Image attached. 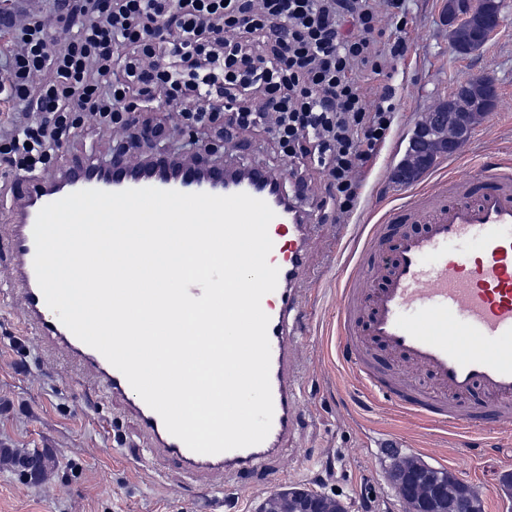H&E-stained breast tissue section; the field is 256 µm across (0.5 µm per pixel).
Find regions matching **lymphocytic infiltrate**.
Returning a JSON list of instances; mask_svg holds the SVG:
<instances>
[{
    "mask_svg": "<svg viewBox=\"0 0 512 512\" xmlns=\"http://www.w3.org/2000/svg\"><path fill=\"white\" fill-rule=\"evenodd\" d=\"M399 0H48L61 27L0 10V167L38 175L82 134L119 132L128 150L168 136L174 109L196 153L212 136L268 135L295 184L309 167L336 217L359 197L357 174L385 142L392 95L370 102L407 51L384 36Z\"/></svg>",
    "mask_w": 512,
    "mask_h": 512,
    "instance_id": "lymphocytic-infiltrate-1",
    "label": "lymphocytic infiltrate"
}]
</instances>
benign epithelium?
Here are the masks:
<instances>
[{"label":"benign epithelium","mask_w":512,"mask_h":512,"mask_svg":"<svg viewBox=\"0 0 512 512\" xmlns=\"http://www.w3.org/2000/svg\"><path fill=\"white\" fill-rule=\"evenodd\" d=\"M445 21L452 48L467 56L487 42L500 26L501 17L495 0H445ZM497 97V89L489 81H467L418 120L403 158L393 171V180L402 185L415 182L439 156L455 153L467 142L475 126L483 120ZM388 479L405 501L410 512H452L454 491L462 488L471 512H482V498L470 485L453 473L442 474L426 463L406 466L397 461ZM298 504V512H347L339 504L333 506L321 492L292 486L283 493L267 497L259 512H270L282 496Z\"/></svg>","instance_id":"benign-epithelium-1"}]
</instances>
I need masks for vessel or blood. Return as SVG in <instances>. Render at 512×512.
I'll list each match as a JSON object with an SVG mask.
<instances>
[{
	"label": "vessel or blood",
	"instance_id": "vessel-or-blood-1",
	"mask_svg": "<svg viewBox=\"0 0 512 512\" xmlns=\"http://www.w3.org/2000/svg\"><path fill=\"white\" fill-rule=\"evenodd\" d=\"M145 168L118 156L107 163L64 160L40 176L18 175L8 208L0 211V286L20 310L25 340L59 358L65 374L94 383L133 421L141 439L133 458L175 465L207 503L224 512L226 481L257 473L279 480L295 467L290 451L299 421L305 378L304 337L311 323L303 306L310 276L314 208L283 191V174L206 154L177 167ZM154 187L227 196L245 193L274 211L268 261L279 270L275 291L261 301L269 316L270 385L274 414L260 444L207 455L171 435L161 417L124 375L80 341L46 304L33 268V226L40 209L83 189L118 192ZM418 221L423 231H404ZM336 351L374 395L407 417L452 431L512 434V163L472 168L461 178L437 179L410 194L383 223L371 225L355 264L337 290ZM397 365L381 371L374 350ZM422 371L433 387L415 386L408 369Z\"/></svg>",
	"mask_w": 512,
	"mask_h": 512
}]
</instances>
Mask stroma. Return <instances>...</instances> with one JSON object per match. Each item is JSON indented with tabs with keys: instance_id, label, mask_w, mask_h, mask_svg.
Listing matches in <instances>:
<instances>
[{
	"instance_id": "1",
	"label": "stroma",
	"mask_w": 512,
	"mask_h": 512,
	"mask_svg": "<svg viewBox=\"0 0 512 512\" xmlns=\"http://www.w3.org/2000/svg\"><path fill=\"white\" fill-rule=\"evenodd\" d=\"M503 21L478 51L459 57L448 41L444 0H402L382 12L378 25L401 32L410 45L391 81L398 103L392 132L361 171L360 204L348 223L325 211L311 242L318 272L308 283L312 316L301 420L293 445L299 461L287 478L260 485L235 504L256 512L267 496L290 486L336 495L349 512H406L387 473L393 455L415 456L452 471L481 496L484 512H512L502 478L512 473V437L469 436L430 428L403 416L365 386L336 354V290L341 265L354 264L367 227L380 223L406 195L441 176H461L480 162L512 158V0H502ZM491 77L498 90L491 112L458 152L444 157L413 185L391 181L409 134L422 113L461 82ZM217 154L287 170L267 138L243 134L213 143ZM20 312L0 301V448L47 456L48 481L12 462L0 463V512H199L201 494L177 470L165 473L113 453L114 444L137 438L135 424L94 385L67 379L58 360L22 349ZM479 449L468 457L466 449Z\"/></svg>"
}]
</instances>
